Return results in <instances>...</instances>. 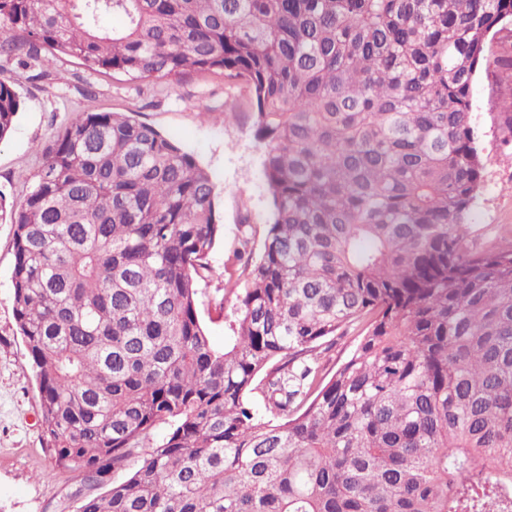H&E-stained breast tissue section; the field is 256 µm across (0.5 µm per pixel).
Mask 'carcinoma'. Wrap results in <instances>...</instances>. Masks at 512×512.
Here are the masks:
<instances>
[{"label":"carcinoma","instance_id":"cac0c4a2","mask_svg":"<svg viewBox=\"0 0 512 512\" xmlns=\"http://www.w3.org/2000/svg\"><path fill=\"white\" fill-rule=\"evenodd\" d=\"M511 22L512 0H0L1 74L64 82L46 51L130 82L221 72L269 140L273 222L222 349L196 306L215 185L155 127L78 115L11 208L77 512H512V243L467 245L472 88ZM21 105L1 77L0 140ZM356 343L357 340L353 335L338 340L336 345L324 354L323 360L326 365V372L331 375L355 347Z\"/></svg>","mask_w":512,"mask_h":512}]
</instances>
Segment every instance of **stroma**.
Masks as SVG:
<instances>
[{
	"label": "stroma",
	"mask_w": 512,
	"mask_h": 512,
	"mask_svg": "<svg viewBox=\"0 0 512 512\" xmlns=\"http://www.w3.org/2000/svg\"><path fill=\"white\" fill-rule=\"evenodd\" d=\"M491 66L473 87V127L484 164V186L469 216L476 249L512 233V130L501 117L512 102V32L488 43ZM45 70L61 84L29 79L10 67L22 99L11 134L0 141V193L19 203L35 183L41 151L56 130L81 112H124L151 124L207 169L216 186L224 235L212 250L210 279L200 283L197 309L215 348L231 335L236 305L229 283L242 279L241 240L260 254L271 221L264 175L268 151L258 137L255 107L246 84L220 74H192L175 86L165 81L119 84L115 75L93 74L64 55L46 54ZM12 226L0 220V512H55L75 491L68 475L52 464L39 417L37 383L13 312Z\"/></svg>",
	"instance_id": "stroma-1"
}]
</instances>
